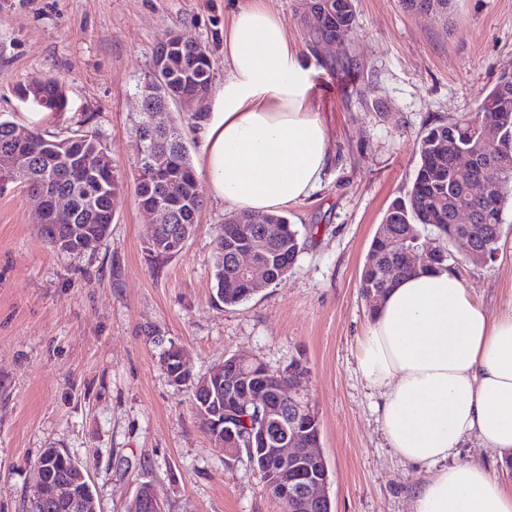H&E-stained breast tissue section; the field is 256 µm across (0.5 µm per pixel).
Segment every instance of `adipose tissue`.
Instances as JSON below:
<instances>
[{"mask_svg": "<svg viewBox=\"0 0 512 512\" xmlns=\"http://www.w3.org/2000/svg\"><path fill=\"white\" fill-rule=\"evenodd\" d=\"M312 72L263 0L233 12L224 83L203 127L199 171L213 200L278 214L321 185L330 156L309 98ZM358 369L390 448L432 470L412 512H512V480L459 457L473 437L512 459V311L491 315L456 274L417 270L372 313Z\"/></svg>", "mask_w": 512, "mask_h": 512, "instance_id": "1", "label": "adipose tissue"}]
</instances>
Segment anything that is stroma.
<instances>
[{
    "instance_id": "1",
    "label": "stroma",
    "mask_w": 512,
    "mask_h": 512,
    "mask_svg": "<svg viewBox=\"0 0 512 512\" xmlns=\"http://www.w3.org/2000/svg\"><path fill=\"white\" fill-rule=\"evenodd\" d=\"M243 2L0 0V119L29 118L18 82L60 77L68 106L42 133H96L124 184L109 236L77 258L41 238L25 191H0V512H23L47 448L86 467L97 512H127L145 481L166 512H282L246 458L227 461L202 429L191 387L170 381L162 357L173 345L197 377L238 353L274 368L306 361L333 512H411L427 472L389 448L358 371L371 314L359 275L388 205L412 185L420 137L474 111L478 93L512 71V0H452L445 18L353 0L343 44L316 50L299 0H265L314 64L310 97L331 166L285 211L302 243L296 264L227 307L215 297L213 252L228 205L199 183L193 236L175 257H154L152 218L135 195V124L166 33L206 45L211 83H223L224 25ZM347 54L357 62L348 72ZM461 278L491 312L512 307V204L494 260L467 264Z\"/></svg>"
}]
</instances>
